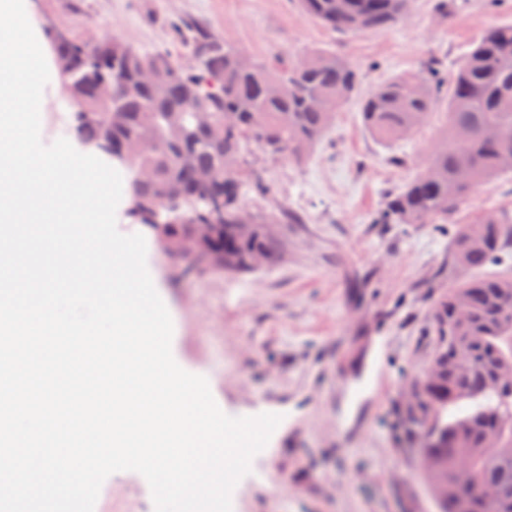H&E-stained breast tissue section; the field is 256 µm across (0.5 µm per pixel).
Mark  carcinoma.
<instances>
[{"label": "carcinoma", "mask_w": 512, "mask_h": 512, "mask_svg": "<svg viewBox=\"0 0 512 512\" xmlns=\"http://www.w3.org/2000/svg\"><path fill=\"white\" fill-rule=\"evenodd\" d=\"M413 0H298L301 12L330 30L365 33L401 23ZM193 55L209 60L187 69L163 52L132 49L117 39L91 48L72 39L51 38L54 55L66 53L82 72L85 86L63 91L75 107L74 135L83 143L99 140L98 123L115 108L112 152L128 150L122 162L126 181H142L141 202L128 215L198 262L226 270L254 269L252 257L272 258L275 242L267 225L274 209L241 229L244 147L266 155L303 160L332 125L336 111L359 90V71L326 48H314L277 66L257 62L206 33L193 35ZM112 67V99L95 84L103 65ZM152 71L156 79L140 83ZM448 97L444 133L421 170L388 195L377 224H443L486 182L512 173V26L489 29L450 75L428 72L396 76L365 94V131L383 143L415 135L433 115L441 95ZM210 113L211 128L192 139L168 123L173 112L185 117ZM486 126L504 135L489 140ZM223 140L224 186L202 188L198 171L214 164ZM224 193V221L209 242L198 244L195 227L211 212V198ZM512 239V215L478 213L456 227L451 243L454 279L435 303L430 379L416 378L403 416L408 433L419 439L443 438L439 448L424 447L423 466L446 506L458 512H512V276H481L499 265Z\"/></svg>", "instance_id": "1"}]
</instances>
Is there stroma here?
<instances>
[{
  "mask_svg": "<svg viewBox=\"0 0 512 512\" xmlns=\"http://www.w3.org/2000/svg\"><path fill=\"white\" fill-rule=\"evenodd\" d=\"M42 28L83 41L106 36L138 50L188 58L201 29L276 63L314 48L360 68L365 93L436 62L450 75L487 29L512 25V0H415L394 29L332 31L297 0H34ZM444 126L436 115L391 145L370 137L361 100L347 102L300 163L246 146L244 159L270 187L247 191L252 213L281 210L277 253L250 272L198 266L146 236L147 267L173 320L172 352L205 376L231 416L282 420L232 494L233 512H439L422 449L401 424L406 393L432 350L435 300L448 289V244L479 212L512 211V174L481 186L448 224H377L388 193L422 167ZM152 506L147 481L118 472L98 512Z\"/></svg>",
  "mask_w": 512,
  "mask_h": 512,
  "instance_id": "1",
  "label": "stroma"
}]
</instances>
